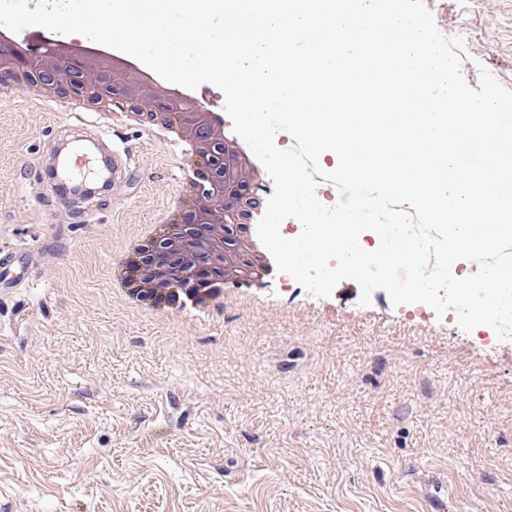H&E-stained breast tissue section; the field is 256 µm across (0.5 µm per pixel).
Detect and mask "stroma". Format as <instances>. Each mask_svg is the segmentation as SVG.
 <instances>
[{
    "instance_id": "35a3bbf8",
    "label": "stroma",
    "mask_w": 512,
    "mask_h": 512,
    "mask_svg": "<svg viewBox=\"0 0 512 512\" xmlns=\"http://www.w3.org/2000/svg\"><path fill=\"white\" fill-rule=\"evenodd\" d=\"M512 89V0H425ZM134 153L91 217L30 195L60 100L0 98V242L38 248L0 294V498L12 512H512V340L375 291L312 296L280 272L200 314L149 316L113 286L126 245L188 192L182 145Z\"/></svg>"
}]
</instances>
